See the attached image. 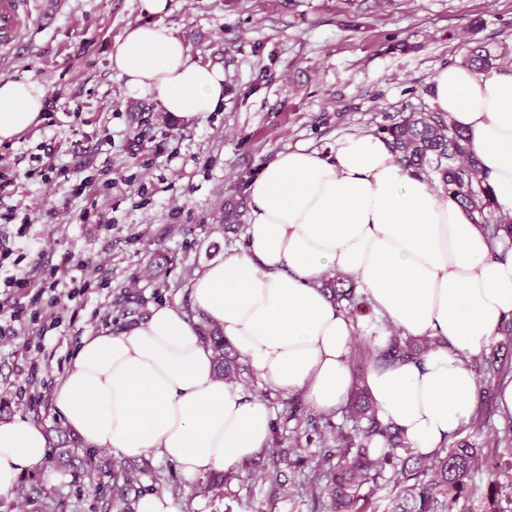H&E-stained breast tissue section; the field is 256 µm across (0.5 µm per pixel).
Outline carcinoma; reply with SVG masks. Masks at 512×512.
Instances as JSON below:
<instances>
[{
  "label": "carcinoma",
  "mask_w": 512,
  "mask_h": 512,
  "mask_svg": "<svg viewBox=\"0 0 512 512\" xmlns=\"http://www.w3.org/2000/svg\"><path fill=\"white\" fill-rule=\"evenodd\" d=\"M377 133L389 141L404 166L417 174H433L438 186L469 209L490 238H496L501 229L512 233V215L499 210L479 175L477 160L467 152L465 133L447 115L411 112L398 122L378 126ZM322 289L350 316L368 311L365 297L347 275L327 276ZM203 339L213 351L218 375L230 382L238 379L245 365L224 335L205 328ZM430 343L429 338L403 336L396 331L376 352L374 361L389 364L415 359ZM504 369L503 365L484 360L485 396H491ZM288 406L299 423L319 434L321 458L306 479L316 492L330 499L335 512H366L363 502L377 490L378 480L388 466L395 468L396 483L400 485L390 512H451L448 502L457 504L468 497L469 479L481 456L480 449L459 445L442 448L431 456L412 454L399 429L380 420L365 387L356 388L341 410L344 417L357 424L347 432L334 425L329 414L317 417L304 411L295 396L288 400ZM377 441L383 442L384 447H373ZM112 479L113 508L123 512L126 492L136 481L135 471L120 463L112 472ZM364 486L369 493H360Z\"/></svg>",
  "instance_id": "cac0c4a2"
}]
</instances>
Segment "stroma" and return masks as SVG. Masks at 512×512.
<instances>
[{"instance_id": "obj_1", "label": "stroma", "mask_w": 512, "mask_h": 512, "mask_svg": "<svg viewBox=\"0 0 512 512\" xmlns=\"http://www.w3.org/2000/svg\"><path fill=\"white\" fill-rule=\"evenodd\" d=\"M30 8L18 53L0 56V77L33 82L46 102L39 125L0 145V306L22 312L15 334L0 337V419L20 416L51 435L64 427L51 398L82 336L121 332L154 305L190 311L195 273L244 242L224 230L225 201L247 198L277 152L324 149L429 110L436 72L466 65L474 48L512 72V0H169L161 22L192 60L224 70L223 111L184 121L155 99L126 96L110 68L116 38L144 21L137 0H31ZM48 142L67 176L40 177ZM54 267L75 300L53 302ZM14 278L26 287H9ZM131 288L143 300L135 314L121 302ZM26 357L38 360L37 376L22 373ZM244 393L267 403L276 436L295 451L294 463L279 465L287 493L254 481L263 452L229 470L218 495L209 476L185 482L150 453L137 461L145 472L129 501L161 476L185 512H331L307 490L320 450L290 418L282 391L254 375ZM474 414L483 426H462L450 443L489 459L472 475L467 510L492 512L490 467L512 458V417L493 397L477 399ZM44 467L60 482L25 475L34 497L1 495L0 512H109L111 474L51 459Z\"/></svg>"}]
</instances>
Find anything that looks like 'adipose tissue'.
I'll return each instance as SVG.
<instances>
[{
    "mask_svg": "<svg viewBox=\"0 0 512 512\" xmlns=\"http://www.w3.org/2000/svg\"><path fill=\"white\" fill-rule=\"evenodd\" d=\"M166 8L167 0H139L147 21L113 43V73L126 95L154 97L173 117L222 110L223 68L192 61L156 20ZM44 99L30 81L0 77V144L41 122ZM430 99L465 131L481 178L512 212V73L450 65L433 77ZM248 190L245 245L195 274V318L155 306L120 334L82 337L54 391L81 447L119 459L152 452L188 481L267 447L270 410L217 376L202 321L265 382L304 393L318 411L340 408L354 382V324L318 288L328 272L354 277L375 318L402 335L435 339L417 359L371 366L364 383L380 419L413 453L447 447L474 411L469 360L512 317V236L489 239L469 211L370 133L339 137L326 151L276 153ZM52 446L31 421L0 420V495L40 470Z\"/></svg>",
    "mask_w": 512,
    "mask_h": 512,
    "instance_id": "ef3b65f1",
    "label": "adipose tissue"
}]
</instances>
